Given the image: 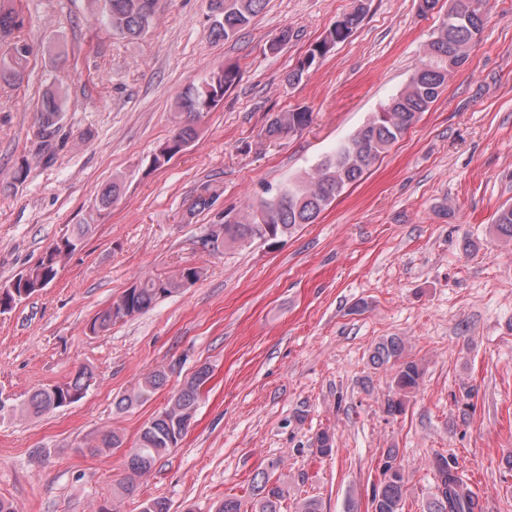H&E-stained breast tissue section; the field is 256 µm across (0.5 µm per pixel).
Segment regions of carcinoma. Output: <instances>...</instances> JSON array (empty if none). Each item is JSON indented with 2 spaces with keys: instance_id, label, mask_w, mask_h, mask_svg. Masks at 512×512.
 Masks as SVG:
<instances>
[{
  "instance_id": "carcinoma-1",
  "label": "carcinoma",
  "mask_w": 512,
  "mask_h": 512,
  "mask_svg": "<svg viewBox=\"0 0 512 512\" xmlns=\"http://www.w3.org/2000/svg\"><path fill=\"white\" fill-rule=\"evenodd\" d=\"M104 14L113 32L129 39L145 35L155 21L157 0H93ZM210 12V37L227 40L246 27L266 7L268 0H208ZM353 9L343 14L326 31L321 40L288 72L290 84L300 82L314 63L325 57L334 46L346 41L361 24L365 14L363 0H354ZM487 0H452L448 11L441 18L435 35L425 48V59L409 78L407 84L374 113L348 140L325 156L305 180L291 182L277 192L252 206L242 219L229 218V214L210 225L208 236L201 239L202 246L212 250L242 245L254 240L276 243V240L296 230L303 224L314 223L337 197L360 182L371 167L389 151L402 134L428 111L439 98L448 82V76L468 59L469 50L481 39L487 20ZM22 25L18 13L0 0V47L12 49L10 56L0 54V82L20 84L32 54V47L14 36ZM239 80V69L222 65L198 84H191L179 95L178 107L184 119L179 130L167 140L170 144L167 157L154 155L155 168L165 166L177 153L197 137L194 122L217 108L224 94ZM41 126L44 137L58 130L62 112L61 93L48 91L40 104ZM311 113L305 110L280 112L269 119L265 133L279 138L304 130L311 122ZM122 183L114 180L104 186L99 195V206L107 208L121 194ZM94 216L88 215L72 232L56 242V249L41 257L28 269V278L16 279V291L24 290L33 295L48 287L56 278L60 265L75 252L85 235L91 230ZM496 230L512 239V206L502 207L496 216ZM197 267L183 266L173 274L148 277L133 283L119 301L99 310L91 319L88 331L92 335L104 334L118 319L131 317L150 309L161 297L180 290L188 279L199 276ZM372 360L386 367L392 376L394 394L386 402V413L395 416L403 413L410 394L419 389L424 376L423 366L405 355L404 345L396 336L378 342ZM210 377V368L199 367L181 387L173 393L168 404L149 419L140 430L127 455L130 471L127 481L112 492V502L100 506L98 512H120L119 499L134 491L136 478L148 474L155 464L178 447L197 410L200 388ZM93 371L79 369L74 377L50 388L31 392L27 399L12 405L6 412L0 407V419L9 416H38L49 410L69 406L82 400L91 386ZM167 383V374L153 372L139 382L137 388L115 401V408L125 411L145 402ZM382 470L381 482L372 499L373 512H402L405 488L403 468L395 463L398 450L389 448ZM442 465H433L437 483L435 492L426 503V512H484L479 498L469 489L448 457L440 455ZM277 464L269 463L268 470L256 475L250 488V512H281L286 498L285 485L272 479L269 471Z\"/></svg>"
}]
</instances>
